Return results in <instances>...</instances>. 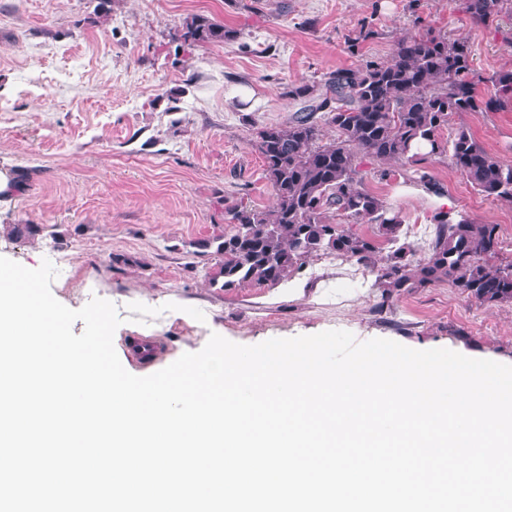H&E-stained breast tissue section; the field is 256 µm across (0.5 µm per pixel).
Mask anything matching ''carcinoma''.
<instances>
[{"instance_id":"carcinoma-1","label":"carcinoma","mask_w":512,"mask_h":512,"mask_svg":"<svg viewBox=\"0 0 512 512\" xmlns=\"http://www.w3.org/2000/svg\"><path fill=\"white\" fill-rule=\"evenodd\" d=\"M507 0H467L473 21L486 23ZM204 14L183 19L173 40L183 48L222 44L235 37ZM462 37L427 30L399 40L383 62L340 68L321 83L292 86L297 109L288 121L256 128L252 146L263 159L275 205L260 211L242 203L224 209L229 230L205 241L215 264L209 281L220 288L274 287L300 274L318 256L344 257L376 274L381 296L408 288L448 282L480 303L512 302V261L499 260L497 225L464 213L439 211L429 253L416 258L414 247L399 243L400 212L364 186L363 159L396 162L427 185L422 163L449 154L451 164L480 193L512 205V164L485 150L465 126L440 131L458 112H496L512 95V70L490 78L495 92L480 95ZM333 138L322 142L323 128ZM350 223L375 226L367 237L346 229ZM389 245L378 256V242Z\"/></svg>"}]
</instances>
